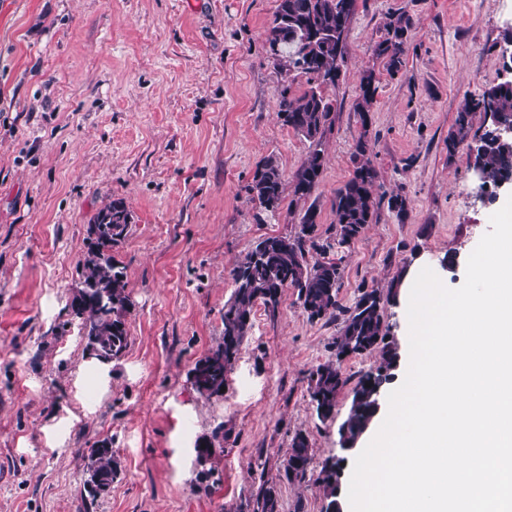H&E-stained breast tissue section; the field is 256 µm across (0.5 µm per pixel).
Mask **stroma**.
Here are the masks:
<instances>
[{
  "mask_svg": "<svg viewBox=\"0 0 512 512\" xmlns=\"http://www.w3.org/2000/svg\"><path fill=\"white\" fill-rule=\"evenodd\" d=\"M276 0H0V512H233L276 479L301 432L313 468L341 459L340 512L365 441L343 451L351 384L373 354L343 359L336 418L321 422L309 373L333 359L339 322L308 321L294 290L269 318L254 309L223 396L204 399L187 373L216 346L230 270L267 235L299 229L301 206L268 212L250 199L275 158L291 180L309 144L277 118L285 82L265 31ZM410 20L404 64L389 75L375 47L391 17ZM512 64V0H356L336 85L334 121L309 201L334 225L337 188L367 136L377 191L405 212L377 217L341 252L339 301L425 262L449 288L490 231L464 152L448 137L464 100ZM376 92L356 109L366 73ZM122 199L129 233L115 256L133 307L129 346L102 367L70 315L87 229ZM456 254L454 271L442 260ZM223 427V454L199 478L198 438ZM107 442L120 463L110 492L86 491L85 455Z\"/></svg>",
  "mask_w": 512,
  "mask_h": 512,
  "instance_id": "obj_1",
  "label": "stroma"
}]
</instances>
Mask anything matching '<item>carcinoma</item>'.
Returning a JSON list of instances; mask_svg holds the SVG:
<instances>
[{
	"label": "carcinoma",
	"mask_w": 512,
	"mask_h": 512,
	"mask_svg": "<svg viewBox=\"0 0 512 512\" xmlns=\"http://www.w3.org/2000/svg\"><path fill=\"white\" fill-rule=\"evenodd\" d=\"M344 0H277L273 20L267 29V42L276 44L279 57L274 64L285 78L307 77L310 88L300 95L289 94L284 88L277 118L309 142L310 151L304 164L291 179L293 202L308 198L318 186L324 166L322 138L333 122L334 107L321 91V86H334L340 75L336 66L337 47L345 36L353 11H345ZM409 19L399 16L388 23V37L375 47L377 56L385 60L386 71L397 74L403 65ZM376 91L374 75L368 72L362 79V99L356 105L359 112L370 111ZM492 108L504 120L512 121V85L498 82L478 98H471L457 112L454 130L448 137V157L455 156L460 145L475 138L481 142L480 163L486 173L485 186H496L512 178V144L495 135L492 124L484 123L472 132L476 114ZM369 141L360 137L355 154L353 176L336 190L332 203L335 216L333 235L322 237L317 224V212L308 206L300 217V229L293 235H269L261 238L252 250L230 272L233 291L224 303L222 337L217 345L194 362V368L213 363L211 380L218 386L226 383L238 360L249 330L254 308L262 305L267 315L276 317L286 289L296 292L300 306L310 321L334 320L343 316L339 335L331 348L336 360L318 365L310 372L308 392L319 420H332L338 399L347 384L336 362L350 354L380 353L376 371L363 375L354 388L352 404L346 419L338 429L340 439L357 441L375 416L373 406L377 393L392 383L397 359L396 348L386 342L390 327L384 319L385 304L390 298L372 289L364 290L355 304L344 307L339 303L340 268L329 257L333 250L343 249L357 239L372 223L382 198L376 196V172L367 157ZM251 199L268 211L278 209L284 200V180L276 160L261 164L248 186ZM121 218L119 231L103 233L95 257H85L81 263V278H93L104 287H112V309L102 306L85 313V320L97 324L101 345L120 359L129 342L126 317L132 308L127 290L125 266L116 260L113 250L127 236L130 212L125 202L114 199L106 203L94 218L96 224H114ZM87 459L93 496L110 489L119 471L112 448L101 445L88 450ZM313 449L308 437L297 433L291 439L288 458L277 467L278 481L312 484L326 498L336 496V487L329 481V471L338 460L328 457L319 472L311 468ZM235 512H281L277 481L260 474L256 493L244 498Z\"/></svg>",
	"instance_id": "1"
}]
</instances>
